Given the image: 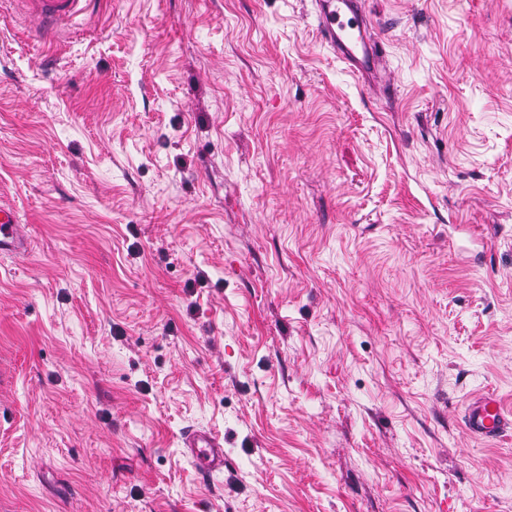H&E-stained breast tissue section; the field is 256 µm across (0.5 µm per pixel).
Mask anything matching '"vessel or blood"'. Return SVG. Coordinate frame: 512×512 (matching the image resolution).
I'll use <instances>...</instances> for the list:
<instances>
[{"label":"vessel or blood","instance_id":"obj_1","mask_svg":"<svg viewBox=\"0 0 512 512\" xmlns=\"http://www.w3.org/2000/svg\"><path fill=\"white\" fill-rule=\"evenodd\" d=\"M26 15L39 23V32L48 37L74 19L93 12L96 0H15ZM317 32L321 41L354 73L376 79L383 68V50L368 34L361 0H315ZM30 241L19 225L12 206L0 204V253L25 254ZM465 427L476 437L494 439L512 428L507 412L495 394L476 396L467 408ZM183 453L201 473L210 475L224 467V440L219 435L194 430L183 439Z\"/></svg>","mask_w":512,"mask_h":512}]
</instances>
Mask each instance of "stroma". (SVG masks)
<instances>
[{
  "label": "stroma",
  "instance_id": "obj_1",
  "mask_svg": "<svg viewBox=\"0 0 512 512\" xmlns=\"http://www.w3.org/2000/svg\"><path fill=\"white\" fill-rule=\"evenodd\" d=\"M364 8L0 0V512H512V0ZM23 13L38 21L39 32L48 38L74 19L93 12L95 0H15ZM321 41L354 73L375 80L383 68V50L368 34L361 1L315 0ZM30 247V241L19 225L18 214L12 206L0 204V253L24 255ZM511 425V415L504 408L501 399L493 393L478 395L468 405L465 427L475 437L494 439L506 432ZM183 454L201 473L211 475L224 468V439L210 431L193 430L183 439Z\"/></svg>",
  "mask_w": 512,
  "mask_h": 512
}]
</instances>
